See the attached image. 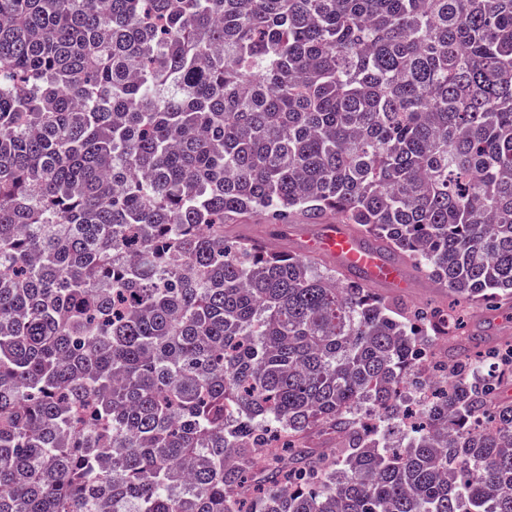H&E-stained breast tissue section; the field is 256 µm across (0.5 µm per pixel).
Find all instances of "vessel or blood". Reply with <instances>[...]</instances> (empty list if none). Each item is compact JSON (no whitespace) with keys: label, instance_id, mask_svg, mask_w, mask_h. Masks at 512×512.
Returning <instances> with one entry per match:
<instances>
[{"label":"vessel or blood","instance_id":"obj_1","mask_svg":"<svg viewBox=\"0 0 512 512\" xmlns=\"http://www.w3.org/2000/svg\"><path fill=\"white\" fill-rule=\"evenodd\" d=\"M302 250L311 256L336 258L342 270L361 274L368 284L394 288L406 285L397 264L388 263L379 248L366 244L361 237L339 225H323L317 233L304 237Z\"/></svg>","mask_w":512,"mask_h":512}]
</instances>
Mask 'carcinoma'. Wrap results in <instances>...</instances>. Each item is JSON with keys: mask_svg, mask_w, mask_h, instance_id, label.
I'll return each mask as SVG.
<instances>
[{"mask_svg": "<svg viewBox=\"0 0 512 512\" xmlns=\"http://www.w3.org/2000/svg\"><path fill=\"white\" fill-rule=\"evenodd\" d=\"M257 213L511 300L512 0H0V512H512V344ZM329 222L339 223L341 220L329 216L320 231L310 235L321 224H306L300 218H296L292 224H269L263 215L254 214L239 224L224 225V235L240 241L269 240L272 242L269 250L296 258H311L303 252L310 256H330L311 259L340 272L359 273L367 284L391 286L371 288L400 307L432 305L453 309L462 329L475 334L484 344L512 343V300L504 301L501 307L500 304L490 307L483 302H459L448 289L442 288L411 261L396 255L394 261L403 266L405 280L400 267L396 263H388L379 248L366 244L361 237L337 224H326ZM508 314H511V319L506 317Z\"/></svg>", "mask_w": 512, "mask_h": 512, "instance_id": "cac0c4a2", "label": "carcinoma"}]
</instances>
